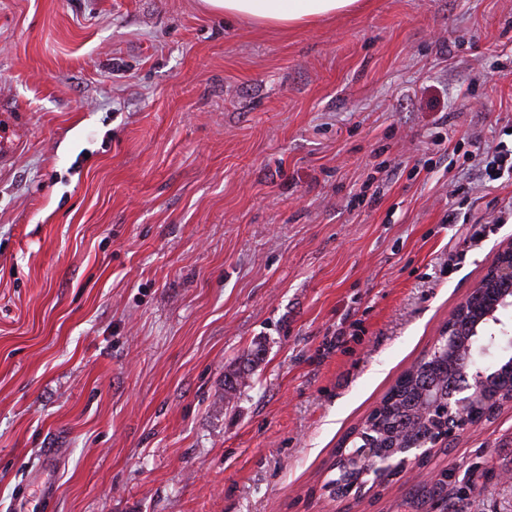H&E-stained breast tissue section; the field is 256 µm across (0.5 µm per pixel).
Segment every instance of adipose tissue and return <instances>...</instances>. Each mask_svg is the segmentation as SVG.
Instances as JSON below:
<instances>
[{"instance_id": "obj_1", "label": "adipose tissue", "mask_w": 512, "mask_h": 512, "mask_svg": "<svg viewBox=\"0 0 512 512\" xmlns=\"http://www.w3.org/2000/svg\"><path fill=\"white\" fill-rule=\"evenodd\" d=\"M202 4L214 14L288 30L356 9L360 0H202Z\"/></svg>"}]
</instances>
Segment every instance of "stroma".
<instances>
[{
    "label": "stroma",
    "instance_id": "35a3bbf8",
    "mask_svg": "<svg viewBox=\"0 0 512 512\" xmlns=\"http://www.w3.org/2000/svg\"><path fill=\"white\" fill-rule=\"evenodd\" d=\"M510 53L512 0L288 31L0 0V512H419L406 474L333 498L331 465L512 239L511 177L444 221L457 145L512 125ZM427 469L512 512V404Z\"/></svg>",
    "mask_w": 512,
    "mask_h": 512
}]
</instances>
